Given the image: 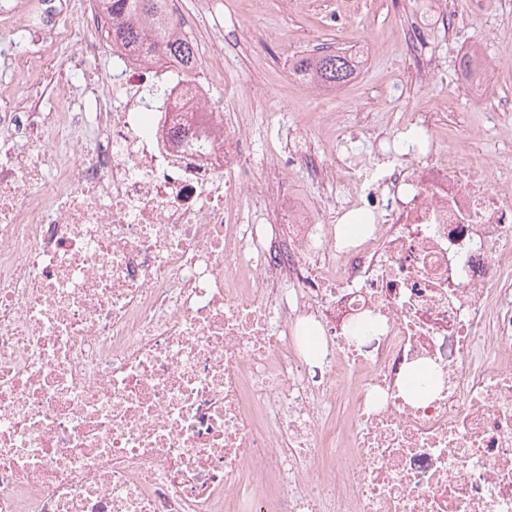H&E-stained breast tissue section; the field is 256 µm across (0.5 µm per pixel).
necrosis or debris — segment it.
Here are the masks:
<instances>
[{
    "mask_svg": "<svg viewBox=\"0 0 512 512\" xmlns=\"http://www.w3.org/2000/svg\"><path fill=\"white\" fill-rule=\"evenodd\" d=\"M5 9L11 80L81 37L51 111L0 108V512H512L511 180L421 112L257 153L221 49L100 74L98 0ZM288 189L294 194L304 195L309 199H318L323 188L320 183L306 181L299 171L288 172Z\"/></svg>",
    "mask_w": 512,
    "mask_h": 512,
    "instance_id": "obj_1",
    "label": "necrosis or debris"
}]
</instances>
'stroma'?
I'll return each instance as SVG.
<instances>
[{
  "mask_svg": "<svg viewBox=\"0 0 512 512\" xmlns=\"http://www.w3.org/2000/svg\"><path fill=\"white\" fill-rule=\"evenodd\" d=\"M180 10L211 31L196 40L207 60L213 45L224 51L216 90L231 111L256 115L257 152L281 149L291 129L308 132L312 153H330L337 127L351 132L380 131L409 112L426 113L449 150L467 158L491 155L502 164L489 182L512 179V136L488 129L484 114L497 109L512 127V0H178ZM460 24L452 38L439 34L442 17ZM437 58L428 87L415 77L414 63L402 51L407 31ZM498 71L484 101L471 100L458 77L461 58L472 46ZM364 59L355 77L311 98L293 74L294 60L321 48ZM68 47L51 54L39 81L14 85L15 93L53 105V87L67 68Z\"/></svg>",
  "mask_w": 512,
  "mask_h": 512,
  "instance_id": "35a3bbf8",
  "label": "stroma"
}]
</instances>
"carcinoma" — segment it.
I'll return each mask as SVG.
<instances>
[{
	"mask_svg": "<svg viewBox=\"0 0 512 512\" xmlns=\"http://www.w3.org/2000/svg\"><path fill=\"white\" fill-rule=\"evenodd\" d=\"M112 9V46L131 49L151 61H174L188 67L196 60L192 38L173 31L169 0H106ZM353 56L323 50L297 59L292 70L303 80L336 88L356 73Z\"/></svg>",
	"mask_w": 512,
	"mask_h": 512,
	"instance_id": "carcinoma-1",
	"label": "carcinoma"
}]
</instances>
